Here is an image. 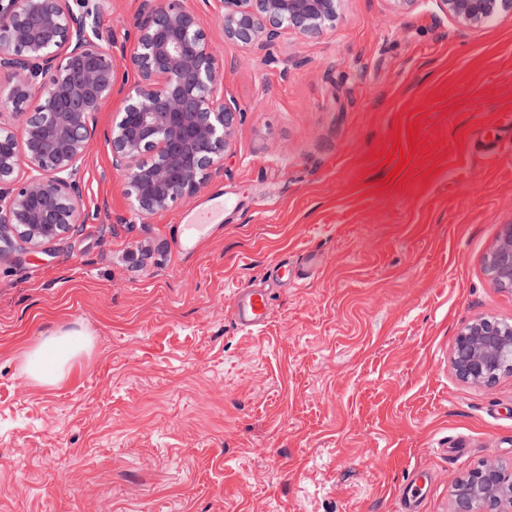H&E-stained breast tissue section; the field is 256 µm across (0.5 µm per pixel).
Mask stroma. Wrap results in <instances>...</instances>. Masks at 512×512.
Returning <instances> with one entry per match:
<instances>
[{
	"instance_id": "stroma-1",
	"label": "stroma",
	"mask_w": 512,
	"mask_h": 512,
	"mask_svg": "<svg viewBox=\"0 0 512 512\" xmlns=\"http://www.w3.org/2000/svg\"><path fill=\"white\" fill-rule=\"evenodd\" d=\"M204 34L242 113L193 199L224 219L192 253L184 205L134 212L99 138L77 176L99 220L35 249L0 232V512H399L419 476L421 512H450L456 478L512 466V374L473 385L450 361L465 325L512 323L485 266L512 156L474 146L508 134L512 20L344 0L334 30L266 54ZM415 123L424 149L393 175ZM246 287L273 299L254 335L231 310ZM59 329L90 347L33 386L19 355Z\"/></svg>"
}]
</instances>
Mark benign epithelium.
Wrapping results in <instances>:
<instances>
[{
	"mask_svg": "<svg viewBox=\"0 0 512 512\" xmlns=\"http://www.w3.org/2000/svg\"><path fill=\"white\" fill-rule=\"evenodd\" d=\"M224 39L268 52L285 33L315 38L336 27L343 0H203ZM461 27L512 19V0H436ZM104 0H0V224L32 248L97 218L75 180L96 131L112 169L141 215L191 200L224 171L241 108L220 93L223 59L205 38L204 19L185 0H141L128 37L133 52L104 43ZM132 70L128 83L121 70ZM512 290V224L486 259ZM457 377L493 385L512 373V324L480 319L459 334ZM451 512H512V469L484 465L456 480Z\"/></svg>",
	"mask_w": 512,
	"mask_h": 512,
	"instance_id": "1",
	"label": "benign epithelium"
}]
</instances>
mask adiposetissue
<instances>
[{"label":"adipose tissue","instance_id":"adipose-tissue-1","mask_svg":"<svg viewBox=\"0 0 512 512\" xmlns=\"http://www.w3.org/2000/svg\"><path fill=\"white\" fill-rule=\"evenodd\" d=\"M89 345L87 332L59 330L24 351L25 372L37 386H56L67 378L73 360Z\"/></svg>","mask_w":512,"mask_h":512}]
</instances>
